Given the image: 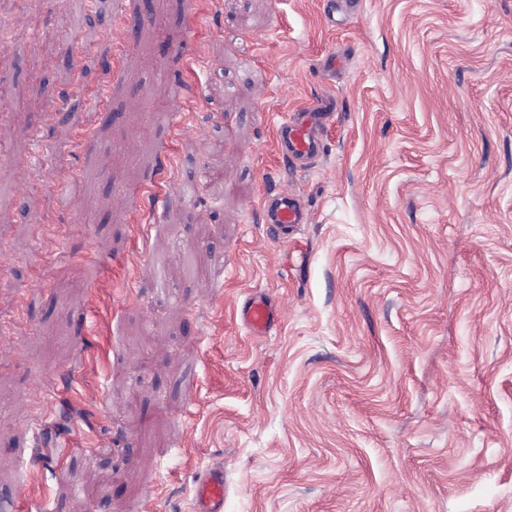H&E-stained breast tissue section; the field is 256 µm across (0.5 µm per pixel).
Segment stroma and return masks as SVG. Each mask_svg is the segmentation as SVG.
<instances>
[{
    "mask_svg": "<svg viewBox=\"0 0 512 512\" xmlns=\"http://www.w3.org/2000/svg\"><path fill=\"white\" fill-rule=\"evenodd\" d=\"M195 2L0 0V512H512V0ZM329 97L312 100L305 107L282 117L277 129L278 149L298 159H308L321 153L316 133L331 117ZM265 224L277 229L288 231L292 224H303L304 211L302 204L290 195L266 197L262 201ZM241 319L250 333L256 336L264 335L275 321L274 308L262 296H253L245 302ZM196 482L194 512L224 511V470L212 467L201 473Z\"/></svg>",
    "mask_w": 512,
    "mask_h": 512,
    "instance_id": "1",
    "label": "stroma"
}]
</instances>
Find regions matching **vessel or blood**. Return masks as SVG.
Listing matches in <instances>:
<instances>
[{"label":"vessel or blood","mask_w":512,"mask_h":512,"mask_svg":"<svg viewBox=\"0 0 512 512\" xmlns=\"http://www.w3.org/2000/svg\"><path fill=\"white\" fill-rule=\"evenodd\" d=\"M331 113L328 97L322 96L283 116L277 129L279 150L298 159H308L319 154L320 145L316 133L330 118ZM262 210L265 223L282 230L304 220L300 201L288 195L265 198ZM241 319L250 333L263 335L275 321L274 308L268 300L257 295L246 301ZM193 512H224L222 468H209L197 477Z\"/></svg>","instance_id":"b4317fda"}]
</instances>
